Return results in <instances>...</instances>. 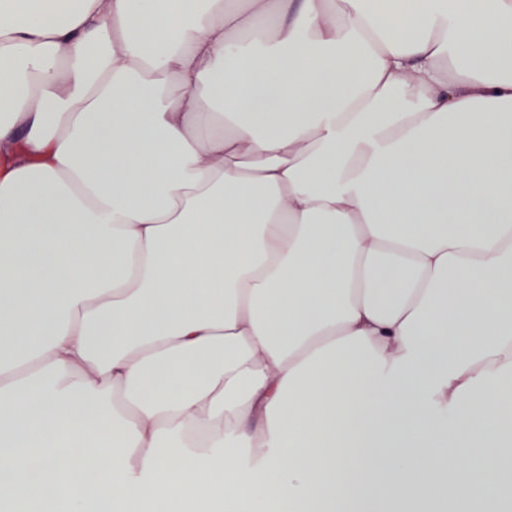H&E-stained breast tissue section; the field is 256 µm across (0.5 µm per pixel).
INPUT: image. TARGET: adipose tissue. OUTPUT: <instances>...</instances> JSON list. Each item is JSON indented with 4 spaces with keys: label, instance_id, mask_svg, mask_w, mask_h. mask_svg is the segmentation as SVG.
I'll return each mask as SVG.
<instances>
[{
    "label": "adipose tissue",
    "instance_id": "adipose-tissue-1",
    "mask_svg": "<svg viewBox=\"0 0 512 512\" xmlns=\"http://www.w3.org/2000/svg\"><path fill=\"white\" fill-rule=\"evenodd\" d=\"M512 0H0V512L512 491Z\"/></svg>",
    "mask_w": 512,
    "mask_h": 512
}]
</instances>
